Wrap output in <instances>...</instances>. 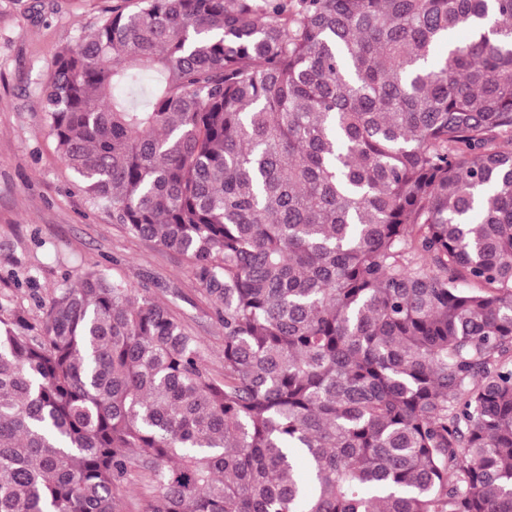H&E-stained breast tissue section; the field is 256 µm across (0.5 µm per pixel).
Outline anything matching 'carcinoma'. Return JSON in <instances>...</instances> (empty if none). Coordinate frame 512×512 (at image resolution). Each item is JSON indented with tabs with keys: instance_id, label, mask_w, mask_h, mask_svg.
Wrapping results in <instances>:
<instances>
[{
	"instance_id": "carcinoma-1",
	"label": "carcinoma",
	"mask_w": 512,
	"mask_h": 512,
	"mask_svg": "<svg viewBox=\"0 0 512 512\" xmlns=\"http://www.w3.org/2000/svg\"><path fill=\"white\" fill-rule=\"evenodd\" d=\"M39 112L224 365L98 269L0 320V512H512V0H116Z\"/></svg>"
}]
</instances>
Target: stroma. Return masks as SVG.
I'll return each instance as SVG.
<instances>
[{
	"instance_id": "stroma-1",
	"label": "stroma",
	"mask_w": 512,
	"mask_h": 512,
	"mask_svg": "<svg viewBox=\"0 0 512 512\" xmlns=\"http://www.w3.org/2000/svg\"><path fill=\"white\" fill-rule=\"evenodd\" d=\"M112 0H0V318L37 322L39 304L79 268L145 285L223 369L224 329L186 260L130 235L63 166L37 110L53 53Z\"/></svg>"
}]
</instances>
